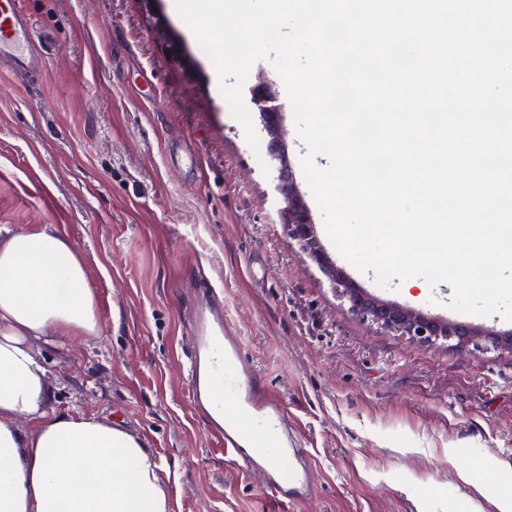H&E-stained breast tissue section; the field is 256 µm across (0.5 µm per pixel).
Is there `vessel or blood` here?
Listing matches in <instances>:
<instances>
[{"label":"vessel or blood","mask_w":512,"mask_h":512,"mask_svg":"<svg viewBox=\"0 0 512 512\" xmlns=\"http://www.w3.org/2000/svg\"><path fill=\"white\" fill-rule=\"evenodd\" d=\"M34 28L21 0H0V68L17 76L41 68ZM195 333L187 345L189 402L203 413L225 458L261 473L284 505L308 499L313 469L307 449L288 429L285 408L244 353L224 317V300L213 292L191 306Z\"/></svg>","instance_id":"1"}]
</instances>
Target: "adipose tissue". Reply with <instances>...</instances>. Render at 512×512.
Wrapping results in <instances>:
<instances>
[{"mask_svg": "<svg viewBox=\"0 0 512 512\" xmlns=\"http://www.w3.org/2000/svg\"><path fill=\"white\" fill-rule=\"evenodd\" d=\"M100 331L87 263L55 225L0 224V512H173L144 440L51 405L36 340Z\"/></svg>", "mask_w": 512, "mask_h": 512, "instance_id": "ef3b65f1", "label": "adipose tissue"}]
</instances>
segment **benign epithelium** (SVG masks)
Listing matches in <instances>:
<instances>
[{
    "label": "benign epithelium",
    "mask_w": 512,
    "mask_h": 512,
    "mask_svg": "<svg viewBox=\"0 0 512 512\" xmlns=\"http://www.w3.org/2000/svg\"><path fill=\"white\" fill-rule=\"evenodd\" d=\"M155 27L166 39L177 61H183L184 54L178 40L169 34L166 24L159 16L156 17ZM252 99L259 107L265 128L271 136L269 153L278 162L279 190L285 203L283 217L284 224L288 226V235L323 268L339 294L349 302L352 312L385 331L396 332L426 344L434 345L454 339L458 346L481 342L490 348L512 353V337L509 335L503 336L488 328L480 329L430 319L411 309L375 300L364 295L354 282L337 270L321 248L315 225L296 187L291 167L280 143L281 114L279 107L275 105L272 83L265 78L261 79L252 89Z\"/></svg>",
    "instance_id": "benign-epithelium-1"
}]
</instances>
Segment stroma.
<instances>
[{"label":"stroma","instance_id":"1","mask_svg":"<svg viewBox=\"0 0 512 512\" xmlns=\"http://www.w3.org/2000/svg\"><path fill=\"white\" fill-rule=\"evenodd\" d=\"M45 67L0 73V224H53L83 252L101 308L89 344L35 343L59 409L77 408L142 438L173 512H495L512 489V354L428 345L353 314L283 222L270 137L252 89L273 84L295 183L321 246L359 289L428 317L512 334L503 315L460 316L443 285L383 289L332 243L305 180L307 148L285 84L256 62L242 90L252 151L179 16L167 53L140 0H22ZM264 268L253 277L250 266ZM224 290L245 354L282 400L311 454L315 493L295 506L224 458L190 408L189 290ZM469 467L484 498L471 502Z\"/></svg>","mask_w":512,"mask_h":512}]
</instances>
